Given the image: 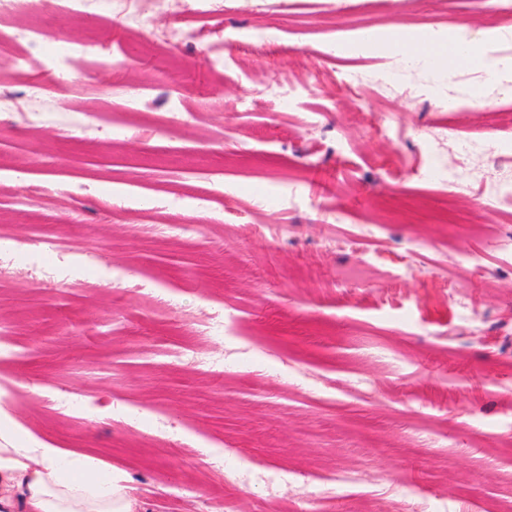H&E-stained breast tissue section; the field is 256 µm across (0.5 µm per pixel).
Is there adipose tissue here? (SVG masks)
<instances>
[{
	"label": "adipose tissue",
	"instance_id": "1",
	"mask_svg": "<svg viewBox=\"0 0 512 512\" xmlns=\"http://www.w3.org/2000/svg\"><path fill=\"white\" fill-rule=\"evenodd\" d=\"M110 464L37 442L0 446V512H138Z\"/></svg>",
	"mask_w": 512,
	"mask_h": 512
}]
</instances>
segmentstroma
Segmentation results:
<instances>
[{
    "mask_svg": "<svg viewBox=\"0 0 512 512\" xmlns=\"http://www.w3.org/2000/svg\"><path fill=\"white\" fill-rule=\"evenodd\" d=\"M56 2L21 12L49 41L0 27L14 445L93 451L140 512H512V220L446 168L512 75L355 44L512 0Z\"/></svg>",
    "mask_w": 512,
    "mask_h": 512,
    "instance_id": "1",
    "label": "stroma"
}]
</instances>
